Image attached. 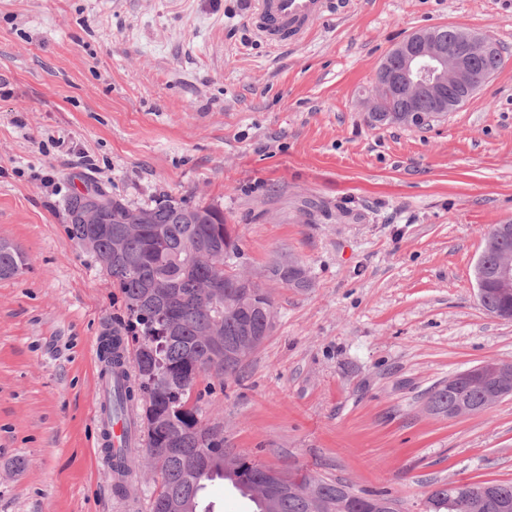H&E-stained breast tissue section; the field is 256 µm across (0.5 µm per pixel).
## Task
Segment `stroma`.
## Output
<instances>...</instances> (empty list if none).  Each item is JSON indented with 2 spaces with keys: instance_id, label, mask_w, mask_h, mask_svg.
Returning a JSON list of instances; mask_svg holds the SVG:
<instances>
[{
  "instance_id": "35a3bbf8",
  "label": "stroma",
  "mask_w": 512,
  "mask_h": 512,
  "mask_svg": "<svg viewBox=\"0 0 512 512\" xmlns=\"http://www.w3.org/2000/svg\"><path fill=\"white\" fill-rule=\"evenodd\" d=\"M247 0H0V512H151L119 504L95 448L104 336L136 344L121 291L68 232L100 187L224 211L241 271L269 292L270 336L238 377L204 375L198 418L269 468L338 479L425 512L449 483L512 481V396L446 418L430 388L512 362L474 266L512 222V0H351L274 47ZM448 25L503 50L467 103L424 128L366 120L398 41ZM294 261L307 291L269 275ZM7 247H1L0 241V278H9L19 275L26 269L27 258L11 243Z\"/></svg>"
}]
</instances>
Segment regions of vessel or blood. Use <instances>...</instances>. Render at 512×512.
I'll return each mask as SVG.
<instances>
[{
  "label": "vessel or blood",
  "instance_id": "vessel-or-blood-1",
  "mask_svg": "<svg viewBox=\"0 0 512 512\" xmlns=\"http://www.w3.org/2000/svg\"><path fill=\"white\" fill-rule=\"evenodd\" d=\"M251 23L261 37L275 46H289L309 35L316 24L333 19L345 6V0H253ZM100 450L120 446L126 437L123 419L106 418L96 411Z\"/></svg>",
  "mask_w": 512,
  "mask_h": 512
}]
</instances>
